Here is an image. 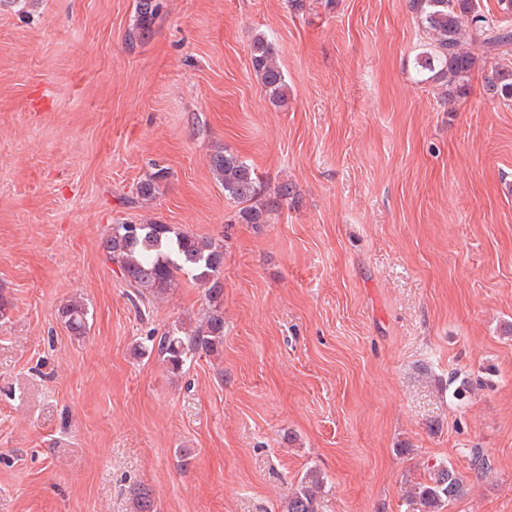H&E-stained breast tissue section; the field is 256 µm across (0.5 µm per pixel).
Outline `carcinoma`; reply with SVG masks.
I'll return each instance as SVG.
<instances>
[{
  "label": "carcinoma",
  "mask_w": 512,
  "mask_h": 512,
  "mask_svg": "<svg viewBox=\"0 0 512 512\" xmlns=\"http://www.w3.org/2000/svg\"><path fill=\"white\" fill-rule=\"evenodd\" d=\"M162 3L160 0H137L130 41L151 32ZM409 8L426 34L428 42L416 60L430 79L446 86L448 100L466 95L468 78L478 62L475 51L484 55H507L512 46V29L484 14L478 0H409ZM253 72L275 106L287 102L284 76L276 62L273 43L263 34L249 44ZM486 93L512 100V66L501 65L484 77ZM214 178L224 189V198L243 205L238 212L247 224H266L278 211L281 200L289 195L286 186L267 197L255 170L237 154L218 151L211 158ZM106 260L115 264L132 301L159 298L182 275L192 277L206 290L208 309L201 323L187 332L174 326L157 342V353L169 369L182 370L195 356H212L224 344V310L220 280L224 246L215 239L175 230L169 224H114L101 240ZM64 324L74 336L87 332L88 307L72 301L60 309ZM324 477L309 469L283 503V512H319ZM412 500L439 512L444 506L463 499L467 494L465 476L451 463L440 462L429 468L424 481L408 491ZM132 512H155V492L149 487L132 491Z\"/></svg>",
  "instance_id": "carcinoma-1"
}]
</instances>
